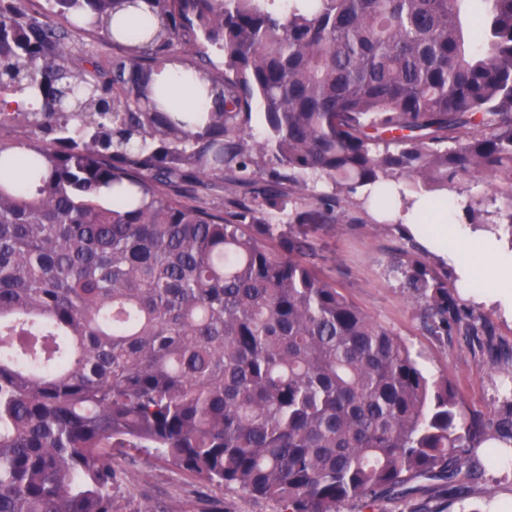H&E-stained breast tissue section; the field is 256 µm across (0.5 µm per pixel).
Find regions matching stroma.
Wrapping results in <instances>:
<instances>
[{"label":"stroma","instance_id":"1","mask_svg":"<svg viewBox=\"0 0 512 512\" xmlns=\"http://www.w3.org/2000/svg\"><path fill=\"white\" fill-rule=\"evenodd\" d=\"M339 222L316 232L318 267L328 279L373 320L400 336L432 376L454 385L474 414L489 415L512 388V360H492L456 334L437 336L423 325L419 306L405 285L396 260L412 243L400 225L379 219L355 192L336 209ZM428 268L447 276L461 304L486 318L497 346L512 349V321L499 309L465 294L454 264L421 253ZM495 441L473 448L484 474L462 496H448L434 483H422L407 498L385 499L376 512H512V460H494ZM112 466L121 478L115 491L118 512H280L278 502L252 496L238 488L200 480L171 461L145 452H115Z\"/></svg>","mask_w":512,"mask_h":512}]
</instances>
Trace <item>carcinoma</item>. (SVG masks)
Wrapping results in <instances>:
<instances>
[{"label":"carcinoma","instance_id":"carcinoma-1","mask_svg":"<svg viewBox=\"0 0 512 512\" xmlns=\"http://www.w3.org/2000/svg\"><path fill=\"white\" fill-rule=\"evenodd\" d=\"M48 2L0 0V126L30 128L0 141V512H115L119 448L284 512L464 493L469 449L512 447V391L467 415L318 271L313 233L359 188L394 208L390 183L433 195L431 224L466 178L494 193L467 223L512 224V0L468 22L473 0H147L139 41L133 0ZM77 32L112 54L73 60ZM167 66L210 111H178ZM226 170L247 177L224 210L187 203ZM399 264L431 331L493 346L448 279Z\"/></svg>","mask_w":512,"mask_h":512}]
</instances>
